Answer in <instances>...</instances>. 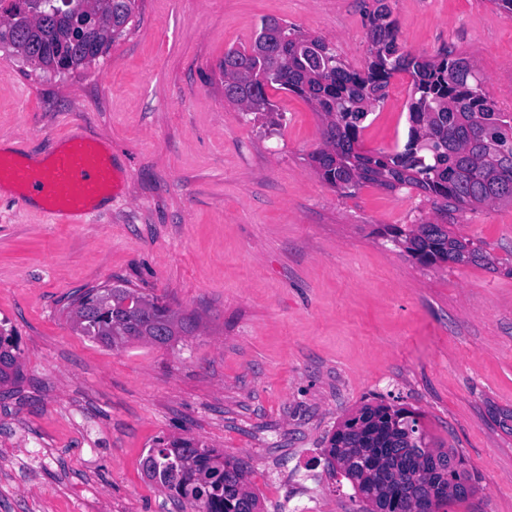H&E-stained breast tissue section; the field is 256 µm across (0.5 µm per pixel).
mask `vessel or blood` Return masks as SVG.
Returning a JSON list of instances; mask_svg holds the SVG:
<instances>
[{"mask_svg":"<svg viewBox=\"0 0 512 512\" xmlns=\"http://www.w3.org/2000/svg\"><path fill=\"white\" fill-rule=\"evenodd\" d=\"M2 181L15 185L20 199H42L45 213L57 223L79 224L120 187L123 175L96 141L81 140L45 162L0 155Z\"/></svg>","mask_w":512,"mask_h":512,"instance_id":"vessel-or-blood-1","label":"vessel or blood"}]
</instances>
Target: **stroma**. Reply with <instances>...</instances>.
<instances>
[{
	"instance_id": "35a3bbf8",
	"label": "stroma",
	"mask_w": 512,
	"mask_h": 512,
	"mask_svg": "<svg viewBox=\"0 0 512 512\" xmlns=\"http://www.w3.org/2000/svg\"><path fill=\"white\" fill-rule=\"evenodd\" d=\"M372 0H138L91 66L46 73L0 49V141L46 156L60 136L99 139L124 173L86 223L57 224L0 183V320L19 336L22 380L0 396V512H171L141 459L194 438L245 462L260 512H365L325 449L365 404L411 410L433 447L476 481L448 512H512V277L424 266L389 234L451 225L512 263V204L434 212L417 190L344 195L309 164L322 124L282 90L268 128L224 99L219 63L262 19L368 59ZM402 46L471 57L512 112V15L490 0H390ZM407 75L363 123L367 151L405 143ZM128 282L194 318L168 347L112 349L77 335L65 306Z\"/></svg>"
}]
</instances>
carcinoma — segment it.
I'll return each mask as SVG.
<instances>
[{
	"label": "carcinoma",
	"instance_id": "carcinoma-1",
	"mask_svg": "<svg viewBox=\"0 0 512 512\" xmlns=\"http://www.w3.org/2000/svg\"><path fill=\"white\" fill-rule=\"evenodd\" d=\"M136 0H0V47L7 45L40 69L77 70L86 58L70 32L75 14L94 18L91 37L102 46L121 35L132 21ZM368 60L352 68L323 37L286 22L264 19L247 49L230 48L219 65L224 99L244 112L278 125V108L268 89L291 92L309 103L322 120V144L310 154L319 177L349 194L369 183L395 190L419 191L436 212L475 211L512 203V112H503L482 91L473 60L462 54H413L398 42L390 0H373L367 14ZM411 78L407 102L409 128L403 149L368 152L359 148L369 109L384 102L390 79ZM393 240L424 265L446 263L495 265L490 253L448 225L428 222L405 230L390 228ZM68 318L73 331L111 346L137 340L167 345L190 322L178 317L156 296L117 284L91 288L72 299ZM21 378L15 330L0 325V388ZM189 452L196 470L186 474L177 459ZM326 453L354 490L372 505L370 512H408L417 495H432L431 512H443L448 484H470L452 468L433 460L455 456L430 447L412 411L367 404L345 419L328 440ZM150 476L183 498L195 512H259L248 489V470L193 438H175L145 461Z\"/></svg>",
	"mask_w": 512,
	"mask_h": 512
}]
</instances>
